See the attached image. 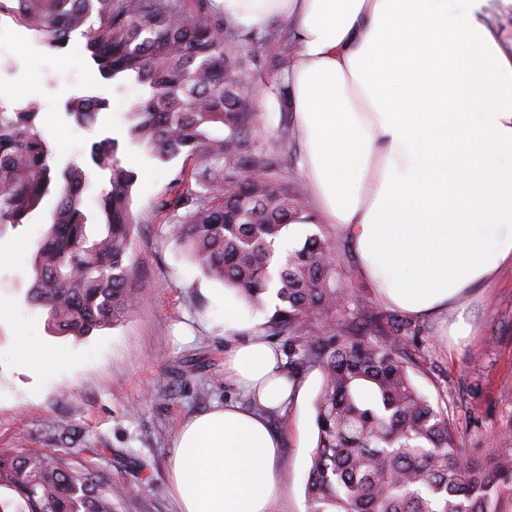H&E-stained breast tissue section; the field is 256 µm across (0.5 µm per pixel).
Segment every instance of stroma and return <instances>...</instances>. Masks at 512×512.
<instances>
[{
	"instance_id": "1",
	"label": "stroma",
	"mask_w": 512,
	"mask_h": 512,
	"mask_svg": "<svg viewBox=\"0 0 512 512\" xmlns=\"http://www.w3.org/2000/svg\"><path fill=\"white\" fill-rule=\"evenodd\" d=\"M266 55L272 66L253 77L261 143L277 134L280 113L272 89L288 69L278 45L267 46ZM141 93L134 81L103 80L80 35L50 51L10 15L0 16V105H39V127L60 166L83 160L93 138H117L123 165L137 175L132 210L141 217L131 249L141 287L137 309L126 321L82 337L57 334L45 312L26 300L49 209L27 223L0 227V450L79 449L75 464L97 468L119 487L114 512H178L169 485L175 433L213 403H246L224 379V354L261 333L274 306L244 308L245 329L225 332L223 284L208 278L154 216L157 198L185 160L154 159L129 139L127 114ZM81 94L109 103L91 130L65 113V102ZM465 304L473 330L459 343L447 334L448 315L417 319L422 333L410 346V375L452 419L464 457L479 462L512 452V267L475 289ZM22 336L65 353L67 363L30 369L16 352ZM321 384L319 371L305 373L299 397L273 418L284 439V493L273 512H307Z\"/></svg>"
}]
</instances>
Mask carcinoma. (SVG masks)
I'll list each match as a JSON object with an SVG mask.
<instances>
[{"mask_svg": "<svg viewBox=\"0 0 512 512\" xmlns=\"http://www.w3.org/2000/svg\"><path fill=\"white\" fill-rule=\"evenodd\" d=\"M49 50L74 33L105 80L132 78L143 94L128 135L156 159L185 155L154 205L172 238L207 275L255 308L273 293L266 335L288 349V379L316 369V447L308 512H512V454L473 464L461 457L448 415L414 386L406 358L419 328L382 321L339 263L340 244L313 234L278 250L284 230L310 218L303 188L288 181L294 135L288 86L275 88L278 137L258 148L252 72L263 47L288 45L272 27L248 38L251 54L227 51L243 38L215 9L185 0H0V13ZM106 100L75 96L66 114L93 128ZM32 104L0 106V227L23 224L53 201L29 303L58 333L88 336L123 322L137 296L131 277L133 172L118 141L95 140L89 161L109 172L92 227L83 208L88 175L76 161L58 169ZM197 189H192L190 184ZM0 512H112V479L56 452L0 451Z\"/></svg>", "mask_w": 512, "mask_h": 512, "instance_id": "obj_1", "label": "carcinoma"}]
</instances>
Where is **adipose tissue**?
Returning a JSON list of instances; mask_svg holds the SVG:
<instances>
[{"label": "adipose tissue", "mask_w": 512, "mask_h": 512, "mask_svg": "<svg viewBox=\"0 0 512 512\" xmlns=\"http://www.w3.org/2000/svg\"><path fill=\"white\" fill-rule=\"evenodd\" d=\"M239 30L281 19L311 223L348 238L357 273L412 319L451 317L512 266V0H214ZM282 355L254 335L224 376L266 407L297 396ZM179 512H269L282 491L281 437L264 415L214 406L178 431Z\"/></svg>", "instance_id": "adipose-tissue-1"}]
</instances>
